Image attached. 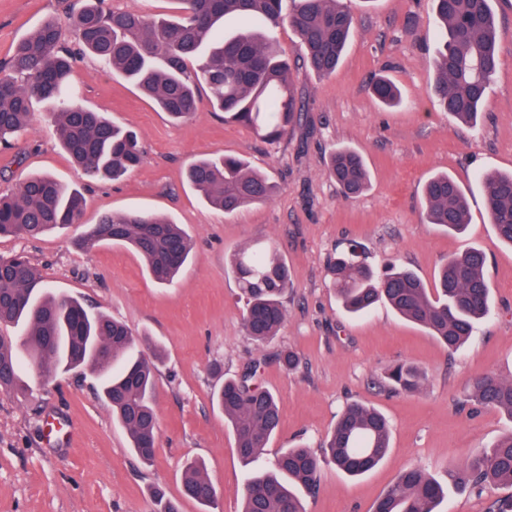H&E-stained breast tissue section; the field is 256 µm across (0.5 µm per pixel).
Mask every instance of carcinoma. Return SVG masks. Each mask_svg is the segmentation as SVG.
<instances>
[{
	"mask_svg": "<svg viewBox=\"0 0 512 512\" xmlns=\"http://www.w3.org/2000/svg\"><path fill=\"white\" fill-rule=\"evenodd\" d=\"M179 13L149 18L136 11H112L104 0H85L65 20H49L15 48L0 77V143L25 132L33 99L53 102L54 134L72 160L91 180H118L137 167L143 149L137 135L73 100L67 82L78 58L91 55L101 65L133 83L172 119L198 111L199 90L211 92L213 111L277 141L302 119L303 105L290 77V65L279 53L276 29L281 0H176ZM492 0H433L439 49L434 60V92L443 111L472 124L486 105L487 89L500 56V34ZM241 23L224 32V21ZM71 27L78 47L61 42L62 25ZM288 24L305 47V61L320 76L340 64L352 34L354 17L343 0H293ZM198 61L189 69L187 61ZM378 101L395 107L401 101L387 77L373 84ZM329 175L347 198L368 187L362 155L350 147L331 154ZM186 178L213 207L232 214L268 201L275 185L248 161L236 156L205 157L193 162ZM482 184L490 223L498 238L512 246V173L483 171ZM425 218L453 233L469 224L467 197L446 173L424 184ZM84 199L60 180L38 175L15 190L0 194V236L36 237L80 223ZM104 241L131 247L160 284L171 285L189 262L192 241L181 225L153 214L105 215L84 236L93 247ZM228 269L246 301L243 328L258 345L278 335L286 321L282 294L291 281L288 265L270 247H243L232 253ZM487 258L480 249L452 256L441 267L436 288L425 287L412 271L385 264L377 276L356 244L338 254L328 277L344 309L354 315L378 303L426 329L450 351L459 349L478 321L489 314L491 287ZM16 329L0 336V391L25 390L21 370L53 374L88 368L100 381L112 417L127 432L131 451L143 462L155 456L156 415L151 403L154 359L136 349L132 333L121 322L94 313L80 301L55 294L43 285L40 270L28 257H0V324ZM257 367L224 380L213 402L231 425L237 453L248 467L240 512H305L296 488L316 486L322 465L330 461L356 477L377 467L391 448V428L373 407L351 403L340 413L320 453L287 448L269 468L258 466L275 434L280 412L275 395L255 383ZM396 391L416 393L427 381L425 371L400 363L387 372ZM467 400L512 417V380L479 375L465 386ZM461 488L482 492L489 485L512 487V433L500 437L474 460L448 469ZM184 495L201 512H210L216 491L201 463L184 465ZM445 498L442 484L425 471L409 467L377 500L373 512H437Z\"/></svg>",
	"mask_w": 512,
	"mask_h": 512,
	"instance_id": "carcinoma-1",
	"label": "carcinoma"
}]
</instances>
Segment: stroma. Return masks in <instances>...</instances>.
<instances>
[{
  "label": "stroma",
  "instance_id": "35a3bbf8",
  "mask_svg": "<svg viewBox=\"0 0 512 512\" xmlns=\"http://www.w3.org/2000/svg\"><path fill=\"white\" fill-rule=\"evenodd\" d=\"M75 0H0V64L42 22L65 18ZM355 28L336 72L318 76L303 64L304 49L289 26L277 40L291 65L304 106V123L276 142L212 111L201 88L198 112L175 121L131 83L81 59L70 85L87 108L137 132L141 165L117 181H88L60 148L47 121L49 103L35 102L34 120L10 146L0 145V192L33 174L47 173L80 190V225L37 238L1 237L0 255L28 256L55 292L125 323L143 353L160 347L152 404L156 454L142 463L126 431L99 396L95 375L71 371L46 378L25 369L30 389L0 392V512H158L154 488L181 500L182 512H200L182 496L183 467L204 463L217 493L215 512H239L244 469L231 429L212 396L250 362L258 382L279 401L280 424L263 457L304 445L319 450L340 411L357 401L390 422L391 450L375 469L352 478L335 466L321 470L314 492H301L305 512H372L374 502L407 466L442 482V512H486L512 494L507 486L483 493L456 487L449 466L474 457L512 432V417L466 400L473 377L512 378V246L489 221L477 175L512 172V0H493L500 63L485 110L472 125L443 112L433 93L437 22L432 0H346ZM401 89L403 103L382 108L372 93L378 75ZM363 156L368 189L345 198L327 163L337 147ZM245 158L278 185L262 204L227 215L188 184L198 157ZM452 175L465 192L470 222L451 234L425 223L421 188L434 172ZM142 211L171 217L191 237V261L177 283L164 287L140 257L118 244L85 248L88 227L108 214ZM363 247L372 267L392 262L434 288L439 267L478 248L487 256L490 314L458 351H448L425 329L384 303L362 316L341 308L326 275L330 257L348 244ZM274 246L291 272L282 301L286 322L270 344L246 335L240 290L225 259L245 246ZM296 353L295 371L283 370L279 349ZM398 362L422 368L420 392L391 390L384 376Z\"/></svg>",
  "mask_w": 512,
  "mask_h": 512
}]
</instances>
